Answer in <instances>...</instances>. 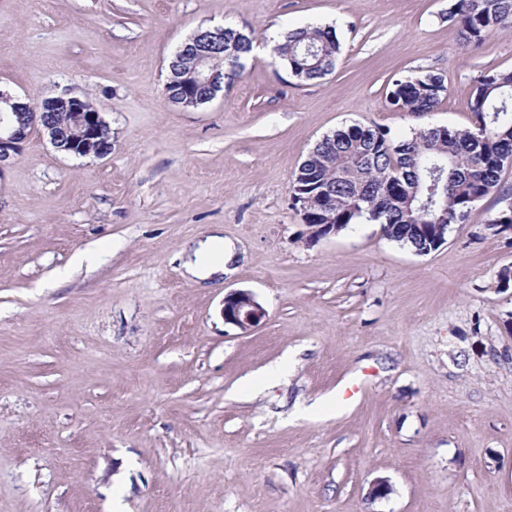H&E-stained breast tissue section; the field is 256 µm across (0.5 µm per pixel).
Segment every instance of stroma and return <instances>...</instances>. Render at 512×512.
Returning a JSON list of instances; mask_svg holds the SVG:
<instances>
[{
    "mask_svg": "<svg viewBox=\"0 0 512 512\" xmlns=\"http://www.w3.org/2000/svg\"><path fill=\"white\" fill-rule=\"evenodd\" d=\"M453 2L0 0V88L89 98L112 130L103 158L34 131L0 164V512H512V231L486 225L512 167L426 255L367 222L310 241L289 205L337 128L475 123L512 32L462 46ZM227 23L256 30L242 75L169 103L172 53ZM308 24L341 52L302 83L266 43ZM425 71L437 110L389 111ZM218 229L224 279L188 280ZM233 290L266 311L249 332L224 322ZM446 93L445 77L441 73L408 74L393 80L386 94V107L392 112L421 116L433 112Z\"/></svg>",
    "mask_w": 512,
    "mask_h": 512,
    "instance_id": "stroma-1",
    "label": "stroma"
}]
</instances>
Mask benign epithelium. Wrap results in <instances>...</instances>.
Wrapping results in <instances>:
<instances>
[{
  "label": "benign epithelium",
  "instance_id": "1",
  "mask_svg": "<svg viewBox=\"0 0 512 512\" xmlns=\"http://www.w3.org/2000/svg\"><path fill=\"white\" fill-rule=\"evenodd\" d=\"M222 36L224 28L220 26L199 29L193 35L192 44L198 51L199 69H193L182 77L180 93L167 95L170 103L182 108L195 104L194 98L189 96L190 89L196 84H209L213 81L214 75L204 67L205 49L211 39ZM45 106L68 113L69 127L61 128L56 125L51 120L50 113L42 111ZM104 123L101 112L86 111L82 98L68 92L36 103L22 102L0 90V162L20 150L21 143L32 129L44 132L54 147L65 153L80 157H105L110 150L100 147ZM222 313L224 323L233 325L244 333L259 325L266 317L265 309L247 291H234L224 296Z\"/></svg>",
  "mask_w": 512,
  "mask_h": 512
}]
</instances>
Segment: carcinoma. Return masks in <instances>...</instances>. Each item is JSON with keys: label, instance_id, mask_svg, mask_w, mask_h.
I'll return each mask as SVG.
<instances>
[{"label": "carcinoma", "instance_id": "1", "mask_svg": "<svg viewBox=\"0 0 512 512\" xmlns=\"http://www.w3.org/2000/svg\"><path fill=\"white\" fill-rule=\"evenodd\" d=\"M464 45H478L493 32L512 28V0H455ZM252 50L243 31L224 27V42L210 48V71L229 85ZM291 76L314 82L330 74L341 51L335 29L306 26L276 45ZM195 64L191 50L170 58L167 79ZM445 77L419 72L393 80L386 94L392 112L424 115L446 97ZM472 128H412L400 138L379 126L352 124L319 140L292 178L309 196V224H382L385 236L415 251L431 248L420 224H461L474 206L499 188L512 165V71L486 70L474 78Z\"/></svg>", "mask_w": 512, "mask_h": 512}]
</instances>
